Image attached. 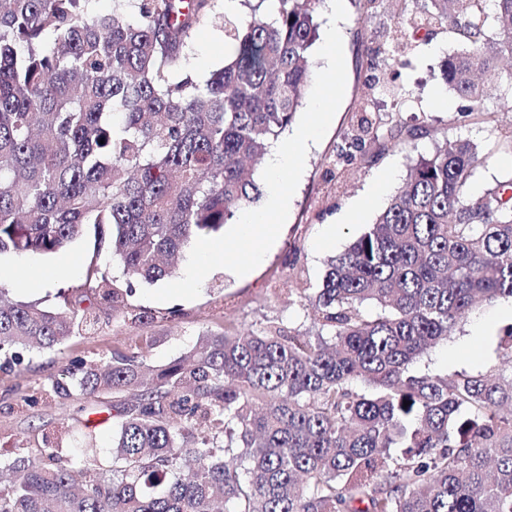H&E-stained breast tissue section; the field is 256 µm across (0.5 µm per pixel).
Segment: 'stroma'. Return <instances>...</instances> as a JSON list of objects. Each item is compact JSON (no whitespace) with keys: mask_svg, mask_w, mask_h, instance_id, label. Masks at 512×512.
<instances>
[{"mask_svg":"<svg viewBox=\"0 0 512 512\" xmlns=\"http://www.w3.org/2000/svg\"><path fill=\"white\" fill-rule=\"evenodd\" d=\"M346 9L348 17L342 25L347 72L344 99L325 137L309 145L288 219L261 264L243 277L226 269L211 272L193 301L147 300L141 296L145 282H134L128 302L157 312L154 322L131 324L104 306L98 323L81 335L54 349L31 353L23 365L0 369V458H10L23 449L39 452L48 437L63 465H71L75 450L81 449L101 463L104 472H111L116 467L109 451L116 428L111 396L44 397L39 388L45 378L70 363L111 356L115 346L139 336L153 337L147 362L162 366L187 353L206 331L249 333L271 320L312 332L303 291L316 288L327 259L342 253L384 209L381 201L365 203L375 177L395 171L387 190L388 195H395L420 156L464 137L478 143L489 157L487 165L470 179V194H482L495 181L512 176V151L501 146L504 136L512 132V96L490 99L483 121L461 118L462 102L440 76L444 57L462 48L455 35L439 31L431 41L405 48L374 72L382 82L393 79L409 90L402 112L396 113L389 98L370 88L368 76L373 72L367 69L365 57L376 32L395 21L396 8L389 4L366 18L360 17L357 0H347ZM224 59V33L208 27L193 39L186 70L203 80ZM366 104L384 122L419 126L422 134L382 150L366 145L362 159L338 160L352 135L356 115ZM93 260L114 277H121L107 253H95L90 236L50 255L2 256L0 267L18 270L28 278V285L14 289L15 297L53 307L67 299L85 298V270ZM501 307L498 301L474 307L447 341L414 364V372L477 374L502 369L498 342L507 320L500 314Z\"/></svg>","mask_w":512,"mask_h":512,"instance_id":"1","label":"stroma"}]
</instances>
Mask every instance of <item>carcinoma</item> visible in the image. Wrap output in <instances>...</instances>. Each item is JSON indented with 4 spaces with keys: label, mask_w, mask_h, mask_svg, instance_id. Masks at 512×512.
Instances as JSON below:
<instances>
[{
    "label": "carcinoma",
    "mask_w": 512,
    "mask_h": 512,
    "mask_svg": "<svg viewBox=\"0 0 512 512\" xmlns=\"http://www.w3.org/2000/svg\"><path fill=\"white\" fill-rule=\"evenodd\" d=\"M0 0V256L51 254L91 233L126 280L165 264L257 202L254 178L315 77L320 0ZM221 23L233 53L198 81L195 34ZM446 28L463 49L442 80L470 118L512 92V0H422L381 32L389 45ZM488 162L472 140L421 156L406 186L307 298L314 336L267 323L202 334L146 372L150 336L50 378L51 391L112 395L118 475L29 452L0 461V512H512V375H419L479 300L512 301V177L468 192ZM0 268V358L53 349L96 307L13 297ZM93 298L132 288L89 263ZM373 307L370 313L367 307ZM361 381L369 393L355 390ZM410 405H404V402Z\"/></svg>",
    "instance_id": "1"
}]
</instances>
